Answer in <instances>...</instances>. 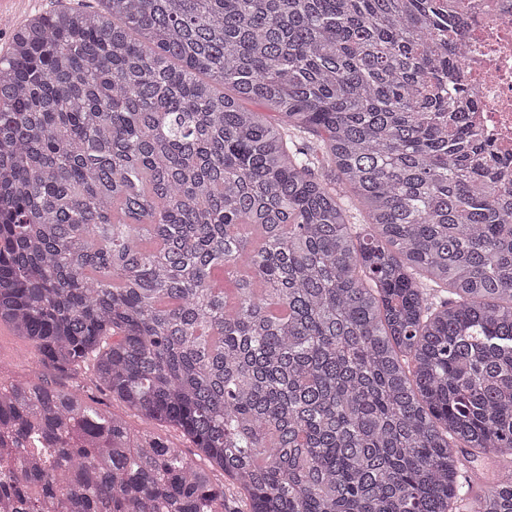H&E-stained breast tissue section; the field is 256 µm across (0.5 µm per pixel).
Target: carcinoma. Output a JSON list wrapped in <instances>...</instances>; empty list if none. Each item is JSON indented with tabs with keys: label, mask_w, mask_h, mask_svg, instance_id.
I'll list each match as a JSON object with an SVG mask.
<instances>
[{
	"label": "carcinoma",
	"mask_w": 512,
	"mask_h": 512,
	"mask_svg": "<svg viewBox=\"0 0 512 512\" xmlns=\"http://www.w3.org/2000/svg\"><path fill=\"white\" fill-rule=\"evenodd\" d=\"M98 3L0 55V324L50 374L0 381V496L512 512V169L456 102L465 22L443 0ZM86 364L194 450L54 386Z\"/></svg>",
	"instance_id": "1"
}]
</instances>
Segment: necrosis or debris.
I'll list each match as a JSON object with an SVG mask.
<instances>
[{
	"label": "necrosis or debris",
	"mask_w": 512,
	"mask_h": 512,
	"mask_svg": "<svg viewBox=\"0 0 512 512\" xmlns=\"http://www.w3.org/2000/svg\"><path fill=\"white\" fill-rule=\"evenodd\" d=\"M466 19L463 67L483 109L475 122L499 153L512 154V0H451Z\"/></svg>",
	"instance_id": "4bbe7bcc"
}]
</instances>
